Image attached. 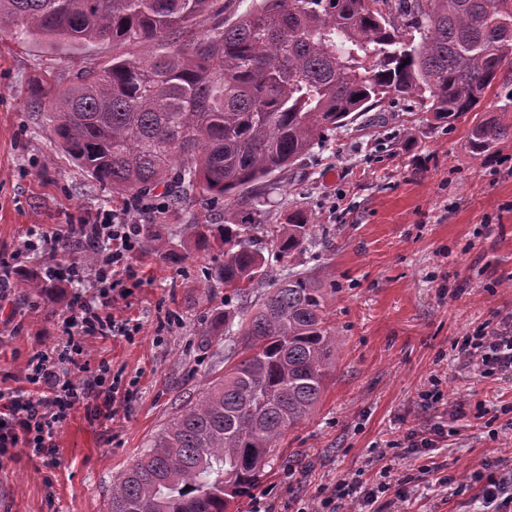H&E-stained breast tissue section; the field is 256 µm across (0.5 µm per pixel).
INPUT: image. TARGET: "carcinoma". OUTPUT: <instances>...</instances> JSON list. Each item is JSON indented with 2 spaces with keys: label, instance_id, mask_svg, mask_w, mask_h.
Returning a JSON list of instances; mask_svg holds the SVG:
<instances>
[{
  "label": "carcinoma",
  "instance_id": "carcinoma-1",
  "mask_svg": "<svg viewBox=\"0 0 512 512\" xmlns=\"http://www.w3.org/2000/svg\"><path fill=\"white\" fill-rule=\"evenodd\" d=\"M231 4L0 0V33L73 52L112 45L109 62L58 94L38 79L30 95L51 136L101 188L139 205L164 187L168 210L146 213L144 248L180 259L164 250L159 224L197 199L222 204L224 223L187 225L200 251L220 236L222 259L207 281L235 292L266 284L253 311L213 317L204 335L224 337V372L114 477L108 512H229L321 400L341 345L324 284L297 271L266 282L251 235L272 175L386 100L420 99L433 125L468 121L482 162L512 137V97L498 118L480 111L512 59V0H252L240 14ZM133 46L146 52H123ZM314 226L297 209L269 229L279 255L310 244ZM26 281L58 300L41 277Z\"/></svg>",
  "mask_w": 512,
  "mask_h": 512
}]
</instances>
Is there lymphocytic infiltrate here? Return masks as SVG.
Masks as SVG:
<instances>
[{
	"mask_svg": "<svg viewBox=\"0 0 512 512\" xmlns=\"http://www.w3.org/2000/svg\"><path fill=\"white\" fill-rule=\"evenodd\" d=\"M89 229L96 255L90 274L93 293L76 296L69 315L60 321L62 339L56 347L28 359L20 377L0 378V460L11 458L21 448L43 465L55 466L57 431L79 401L100 398L111 409L131 394L105 360L93 368L80 366L85 374L81 382L71 378L72 365L85 352V337L130 336L138 331L137 326L116 320L110 305L130 294L126 282L134 273L128 261L141 246L139 227L123 220L93 223ZM456 348L474 375L484 379L512 376V319L463 337ZM491 467L477 496L480 512H503L512 507V457L495 460ZM406 484L398 475L373 486L342 481L322 489L296 512H363V504L374 503L389 492L404 501Z\"/></svg>",
	"mask_w": 512,
	"mask_h": 512,
	"instance_id": "obj_1",
	"label": "lymphocytic infiltrate"
}]
</instances>
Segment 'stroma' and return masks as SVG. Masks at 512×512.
I'll list each match as a JSON object with an SVG mask.
<instances>
[{
    "label": "stroma",
    "mask_w": 512,
    "mask_h": 512,
    "mask_svg": "<svg viewBox=\"0 0 512 512\" xmlns=\"http://www.w3.org/2000/svg\"><path fill=\"white\" fill-rule=\"evenodd\" d=\"M102 45L71 58L45 45L0 34V260L32 234H50L96 216L132 217L61 151L29 89L43 77L65 89L108 59ZM380 119L354 118L296 168L276 175L263 210L271 224L301 208L319 225L321 244L272 261L280 279L308 270L326 286L329 321L342 339L314 413L281 438L258 490L291 487L309 500L320 489L383 468L410 475L404 512H467L473 489L457 492L444 476L468 480L484 463L512 452V429L471 418L452 422L445 447L419 459L390 441L447 419L445 406L424 409L418 394L439 381L449 403L512 400V377H468L455 345L483 325L512 318V138L487 162L467 148V122L448 129L423 119L419 101H387ZM223 208L191 203L161 228L180 262L138 252L139 288L112 308L133 319L134 338L87 337L90 364L109 361L138 393L114 417L76 405L56 436L59 464L46 469L25 452L0 461V512H107L112 479L186 401L198 398L224 366V339L202 346V333L224 307L251 301L206 289L203 272L217 250L196 251L187 225L220 224ZM67 303L27 294L15 281L0 302V375L60 341ZM177 323L165 328L168 316ZM497 428L491 440L489 428Z\"/></svg>",
    "instance_id": "35a3bbf8"
}]
</instances>
